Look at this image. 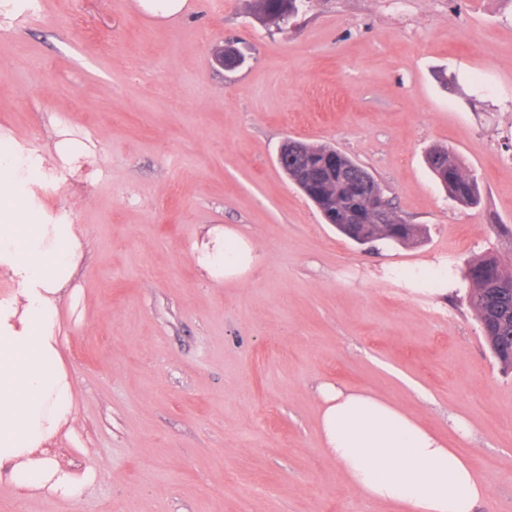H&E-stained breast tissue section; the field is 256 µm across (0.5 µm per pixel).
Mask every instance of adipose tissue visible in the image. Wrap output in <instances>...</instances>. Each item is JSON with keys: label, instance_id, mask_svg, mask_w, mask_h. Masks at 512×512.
Returning a JSON list of instances; mask_svg holds the SVG:
<instances>
[{"label": "adipose tissue", "instance_id": "ef3b65f1", "mask_svg": "<svg viewBox=\"0 0 512 512\" xmlns=\"http://www.w3.org/2000/svg\"><path fill=\"white\" fill-rule=\"evenodd\" d=\"M31 158L0 155V276L15 287L0 298V479L49 487L71 500L78 480L45 453L73 414L74 383L58 349L59 301L75 267L79 238L62 224L29 217L22 186ZM195 251L212 276L231 280L255 263L251 241L214 227ZM323 447L349 489L399 512H477L488 487L469 460L401 407L364 390L319 389Z\"/></svg>", "mask_w": 512, "mask_h": 512}]
</instances>
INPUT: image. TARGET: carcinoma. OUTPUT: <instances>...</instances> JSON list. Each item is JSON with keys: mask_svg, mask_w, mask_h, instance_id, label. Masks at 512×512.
<instances>
[{"mask_svg": "<svg viewBox=\"0 0 512 512\" xmlns=\"http://www.w3.org/2000/svg\"><path fill=\"white\" fill-rule=\"evenodd\" d=\"M341 167L349 177L376 184L374 177L357 162L346 155H339ZM428 166L437 178L443 173L452 177L453 183L445 184V190L453 195L456 203L465 207H475L480 203L479 185L474 177L464 173L454 157L443 147L432 149L427 157ZM367 188H359L350 194L336 186V229L349 236L346 225L351 223L359 212L367 211ZM364 231L368 242L392 244L389 232L378 225L371 216L363 217ZM463 278L471 286L468 294L470 307L480 321L484 338L495 359L503 370H512V276L503 272L498 256H484L472 260L463 272Z\"/></svg>", "mask_w": 512, "mask_h": 512, "instance_id": "carcinoma-1", "label": "carcinoma"}]
</instances>
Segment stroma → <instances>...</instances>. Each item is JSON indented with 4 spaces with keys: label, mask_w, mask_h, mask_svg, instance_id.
Here are the masks:
<instances>
[{
    "label": "stroma",
    "mask_w": 512,
    "mask_h": 512,
    "mask_svg": "<svg viewBox=\"0 0 512 512\" xmlns=\"http://www.w3.org/2000/svg\"><path fill=\"white\" fill-rule=\"evenodd\" d=\"M252 3L159 21L136 0H0V152L43 157L27 204L84 245L62 271L75 422L50 448L81 494L2 480L0 512H397L323 448L324 382L401 406L467 455L479 512H512V372L460 278L512 255V0H299L280 28ZM229 41L244 65L210 66ZM62 129L91 157L50 156ZM290 138L363 166L418 240L341 236L279 167ZM436 146L478 207L449 199ZM217 225L254 243L247 276L199 266ZM428 166L433 175L439 180L443 173L453 179V184L445 183L444 189L453 195L454 202L465 207H475L480 203L479 185L474 177L464 173L448 149L436 147L427 157Z\"/></svg>",
    "instance_id": "1"
}]
</instances>
